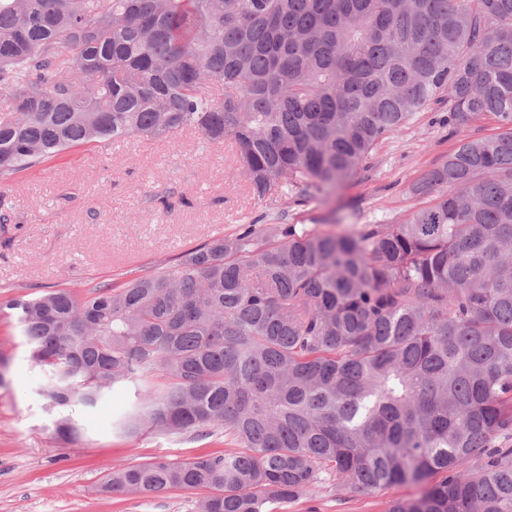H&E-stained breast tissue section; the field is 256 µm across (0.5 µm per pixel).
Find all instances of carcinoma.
Wrapping results in <instances>:
<instances>
[{"label": "carcinoma", "instance_id": "obj_1", "mask_svg": "<svg viewBox=\"0 0 512 512\" xmlns=\"http://www.w3.org/2000/svg\"><path fill=\"white\" fill-rule=\"evenodd\" d=\"M0 90V175L190 129L232 141L269 203L327 195L445 94L458 132L493 115L410 185L431 204L403 224H250L167 273L10 307L48 410L128 384L117 437L224 434L111 471L109 495L273 512L333 474L429 484L388 512H512V0H0Z\"/></svg>", "mask_w": 512, "mask_h": 512}]
</instances>
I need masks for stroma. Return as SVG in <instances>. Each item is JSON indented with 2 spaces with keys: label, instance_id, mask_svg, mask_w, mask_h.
Returning a JSON list of instances; mask_svg holds the SVG:
<instances>
[{
  "label": "stroma",
  "instance_id": "obj_1",
  "mask_svg": "<svg viewBox=\"0 0 512 512\" xmlns=\"http://www.w3.org/2000/svg\"><path fill=\"white\" fill-rule=\"evenodd\" d=\"M449 102L430 106L379 142L355 175L328 198L302 200L290 190L284 216L249 194L233 145L207 144L186 131L163 141L136 138L66 150L22 172L0 177V354L10 362L0 386V512H195L196 495H104L99 485L119 466L164 457L187 461L224 451V438L153 432L118 439L112 423L132 400L126 387L96 407H69L79 437L53 435L46 409V371L22 344L7 304L51 288L85 294L134 276L170 271L185 250L275 221L317 233L366 224H400L422 207L410 185L452 151L461 135L488 137L494 117L464 133L447 123ZM422 486L396 485L375 494L325 477L286 512H386L391 500L414 499Z\"/></svg>",
  "mask_w": 512,
  "mask_h": 512
}]
</instances>
